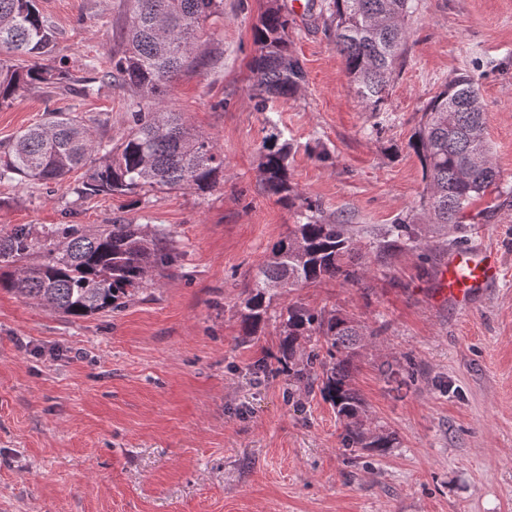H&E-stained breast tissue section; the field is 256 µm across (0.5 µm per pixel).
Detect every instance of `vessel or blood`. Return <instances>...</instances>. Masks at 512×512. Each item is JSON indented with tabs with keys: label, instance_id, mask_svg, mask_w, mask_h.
<instances>
[{
	"label": "vessel or blood",
	"instance_id": "1",
	"mask_svg": "<svg viewBox=\"0 0 512 512\" xmlns=\"http://www.w3.org/2000/svg\"><path fill=\"white\" fill-rule=\"evenodd\" d=\"M502 272L500 250L490 244H480L451 251L439 269L437 283L450 304L465 309L483 295Z\"/></svg>",
	"mask_w": 512,
	"mask_h": 512
}]
</instances>
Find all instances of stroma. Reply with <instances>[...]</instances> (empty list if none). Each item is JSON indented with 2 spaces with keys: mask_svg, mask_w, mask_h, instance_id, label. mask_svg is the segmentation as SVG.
<instances>
[{
  "mask_svg": "<svg viewBox=\"0 0 512 512\" xmlns=\"http://www.w3.org/2000/svg\"><path fill=\"white\" fill-rule=\"evenodd\" d=\"M278 0L305 78L257 108L248 64L269 0H223L167 97L224 152L213 190L156 188L84 198L63 183L0 182V229L93 227L124 219L173 231L178 260L120 308L73 318L0 289V512H512V0H415L405 62L384 109L366 111L321 6ZM72 74L0 107V149L47 112L82 117L120 142L132 97L108 80L125 0H36ZM481 78L487 139L507 195L428 233L420 252L369 253L357 283L275 297L257 335L240 304L257 267L296 223L261 184L270 129L290 145V179L324 217L361 235L415 222L424 189L408 143L422 107L453 76ZM495 243L504 276L469 310L436 293L453 249ZM294 303L351 317L378 336L352 384L397 437L385 454L348 450L318 389L270 374L276 316ZM392 365L404 387L383 372Z\"/></svg>",
  "mask_w": 512,
  "mask_h": 512,
  "instance_id": "35a3bbf8",
  "label": "stroma"
}]
</instances>
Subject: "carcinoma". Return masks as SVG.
Returning <instances> with one entry per match:
<instances>
[{
    "label": "carcinoma",
    "mask_w": 512,
    "mask_h": 512,
    "mask_svg": "<svg viewBox=\"0 0 512 512\" xmlns=\"http://www.w3.org/2000/svg\"><path fill=\"white\" fill-rule=\"evenodd\" d=\"M222 0H127L125 48L112 57V74L134 98L132 126L121 143L96 140L83 120L66 112L21 131L0 152V182L59 184L75 169L88 177L86 196L131 194L165 187L207 192L224 180V153L193 132L166 96L189 64L203 24ZM336 50L368 112H378L393 75L404 63L408 31L405 17L412 0H328ZM257 46L249 70L253 97L260 105L296 93L303 78L288 44V18L270 5L254 26ZM55 45V35L35 0H0V106L33 84L63 85L71 80L62 66L40 63ZM282 133L263 138L257 175L265 188L288 206L302 200L288 172V143ZM408 147L420 158L425 183L423 217L434 227L461 224L475 200L502 195L501 175L486 142L479 80L459 74L423 106L421 124ZM299 220L278 241L253 277L242 302V335L253 336L267 318L272 297L326 278L359 280L365 266L362 247L348 225L328 222L319 207L299 205ZM402 244L422 246L414 224H392L369 242L382 255ZM178 253L173 234L160 228L148 234L140 224L115 220L88 230L57 224L41 232L28 225L0 231V287L70 317L117 309L120 299L156 284L173 267ZM288 382L319 383L323 397L344 424L343 446L383 453L395 434L366 426V409L351 387L358 349L378 336L375 330L339 314L288 304L278 314Z\"/></svg>",
    "instance_id": "carcinoma-1"
}]
</instances>
